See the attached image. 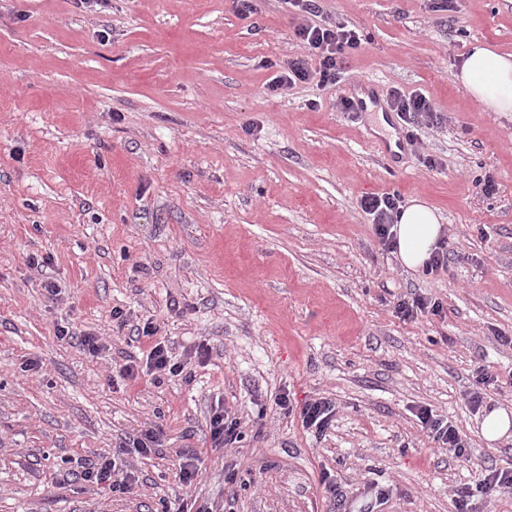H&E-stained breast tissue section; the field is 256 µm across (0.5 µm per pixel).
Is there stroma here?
I'll return each instance as SVG.
<instances>
[{"label":"stroma","mask_w":512,"mask_h":512,"mask_svg":"<svg viewBox=\"0 0 512 512\" xmlns=\"http://www.w3.org/2000/svg\"><path fill=\"white\" fill-rule=\"evenodd\" d=\"M320 5L362 49L335 85L272 92L280 63L306 52L283 0H257L248 18L231 0H0V512H162L189 497L358 512L375 484L388 492L375 512H457L464 491L472 512H512V488L478 480L512 468V436L482 434L485 411H512V112L482 111L455 79L471 41L512 53V0ZM395 89L440 117L420 143ZM487 174L489 196L474 188ZM393 192L437 208L447 269H407L380 244L359 201ZM414 293L441 312L400 319ZM148 322L155 337L137 336ZM87 334L102 337L98 355ZM157 341L190 379L110 384ZM479 365L495 380L477 413ZM283 393L297 408L334 401L332 426L305 431L276 406ZM219 403L243 439L215 452ZM422 408L465 435L466 456L438 447ZM153 423L159 448L123 457L129 490L77 479Z\"/></svg>","instance_id":"35a3bbf8"}]
</instances>
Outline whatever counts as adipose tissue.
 Segmentation results:
<instances>
[{
  "instance_id": "obj_1",
  "label": "adipose tissue",
  "mask_w": 512,
  "mask_h": 512,
  "mask_svg": "<svg viewBox=\"0 0 512 512\" xmlns=\"http://www.w3.org/2000/svg\"><path fill=\"white\" fill-rule=\"evenodd\" d=\"M456 79L483 111L512 112L511 53L500 54L473 41ZM442 230L436 209L417 199L402 207L393 227L399 262L409 269L423 268Z\"/></svg>"
}]
</instances>
